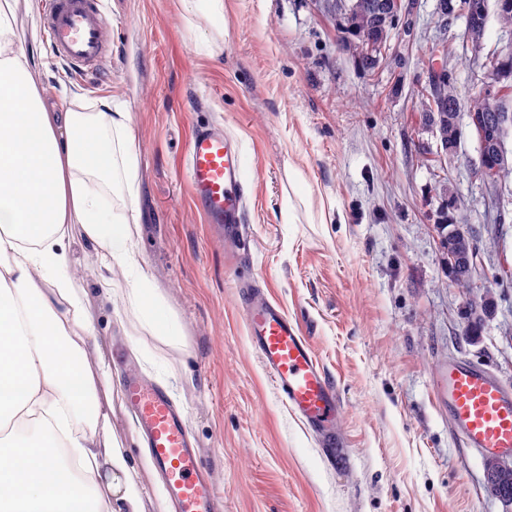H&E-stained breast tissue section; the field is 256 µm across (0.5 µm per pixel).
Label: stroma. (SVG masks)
<instances>
[{"label": "stroma", "instance_id": "1", "mask_svg": "<svg viewBox=\"0 0 512 512\" xmlns=\"http://www.w3.org/2000/svg\"><path fill=\"white\" fill-rule=\"evenodd\" d=\"M42 0L17 21L52 112H91L109 98L129 114L138 154L134 258L154 274L175 338L152 335L104 294L82 235L70 242L96 341L124 374L164 389L186 415L223 512H503L485 458L464 447L444 406L450 360L486 365L512 386V182L491 192L467 115L454 151L423 125L413 91L447 42L458 96H478L506 40L489 20L480 45L439 0H409L373 69L345 48L331 0H105L112 60L71 75L44 44ZM237 139L248 250L207 224L186 174L193 132ZM465 211L476 243L470 288L448 274L439 226ZM297 324L336 387V446L286 404L248 339L242 286ZM491 298L477 342L468 302ZM112 433L142 481L143 512H169L135 420L117 400Z\"/></svg>", "mask_w": 512, "mask_h": 512}]
</instances>
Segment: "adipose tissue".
Wrapping results in <instances>:
<instances>
[{"instance_id": "1", "label": "adipose tissue", "mask_w": 512, "mask_h": 512, "mask_svg": "<svg viewBox=\"0 0 512 512\" xmlns=\"http://www.w3.org/2000/svg\"><path fill=\"white\" fill-rule=\"evenodd\" d=\"M20 0H0V512H142V488L112 434L106 358L90 364L86 291L69 275L73 228L105 267L135 268L121 294L152 335L172 336L140 231L138 155L125 112L48 111L21 47ZM121 179V211L104 187Z\"/></svg>"}]
</instances>
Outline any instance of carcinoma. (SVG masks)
<instances>
[{
  "instance_id": "1",
  "label": "carcinoma",
  "mask_w": 512,
  "mask_h": 512,
  "mask_svg": "<svg viewBox=\"0 0 512 512\" xmlns=\"http://www.w3.org/2000/svg\"><path fill=\"white\" fill-rule=\"evenodd\" d=\"M447 16L455 15L456 11L463 12L466 32L471 41L477 43L484 35L489 16H481L472 12V7L480 3L485 8H493L495 18L501 29L509 35V44L501 46L493 53L496 62L509 72L501 84L502 94L495 100L482 95L466 102L462 101L451 81L445 79L439 83H430L421 91L423 117L429 125L435 127L444 148L455 147L459 135L458 119L461 112H466L470 122L475 123L491 133H501L502 139H507L512 133V0H460L455 5L454 0H440ZM348 12L351 30L356 40L349 44V49L357 54L369 68L374 67L375 59L365 52L366 38L381 33L389 34L398 21L401 6L397 0H350L345 6ZM485 159L480 166V177L487 183L498 186L512 177V163L506 164L499 157L495 145L484 149ZM455 283L461 288H470L472 265L469 259L456 260L450 267ZM488 305L470 304L469 311L463 317L464 335L479 334L483 316ZM495 497L505 506L506 512H512V475L497 483Z\"/></svg>"
}]
</instances>
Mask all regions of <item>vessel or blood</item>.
I'll use <instances>...</instances> for the list:
<instances>
[{"label": "vessel or blood", "instance_id": "1", "mask_svg": "<svg viewBox=\"0 0 512 512\" xmlns=\"http://www.w3.org/2000/svg\"><path fill=\"white\" fill-rule=\"evenodd\" d=\"M102 0H44L40 27L51 52L78 77L97 73L111 60L104 36ZM188 178L197 208L225 234L242 237L241 158L223 130H195L188 151ZM250 341L278 383L286 403L318 434L324 447L336 439V389L315 361L306 339L283 309L260 292L246 296ZM124 395L144 434L155 467L178 512H216L217 497L199 452L188 440L185 417L166 392L137 375L123 380ZM448 416L467 447L486 455L512 454V387L465 359L448 363Z\"/></svg>", "mask_w": 512, "mask_h": 512}]
</instances>
